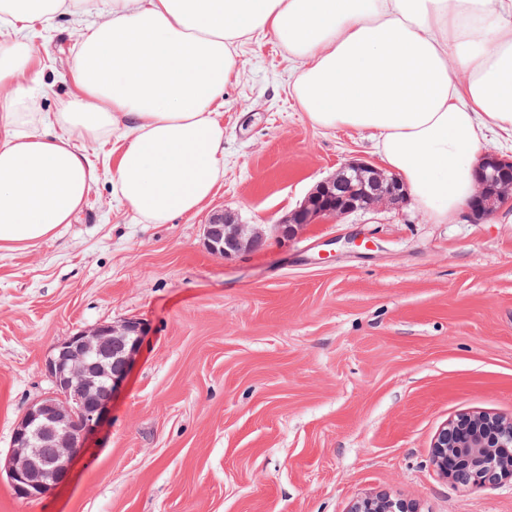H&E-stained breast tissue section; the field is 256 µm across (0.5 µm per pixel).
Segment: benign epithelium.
<instances>
[{
  "instance_id": "1",
  "label": "benign epithelium",
  "mask_w": 512,
  "mask_h": 512,
  "mask_svg": "<svg viewBox=\"0 0 512 512\" xmlns=\"http://www.w3.org/2000/svg\"><path fill=\"white\" fill-rule=\"evenodd\" d=\"M512 160L489 155L477 173L479 204L487 183ZM408 188L366 162H350L333 177L317 183L304 203L280 222L242 224L221 212L205 225L209 251L224 259L261 248L268 233L291 240L309 224L337 220L371 206H395ZM143 328L138 321L101 325L60 342L46 369L55 392L32 404L14 429L5 463L9 485L25 499H37L65 481L85 441L108 415L138 352ZM432 464L446 478L475 488L494 487L512 478V420L487 412H464L435 436ZM351 512H414L411 505L386 496L357 500Z\"/></svg>"
}]
</instances>
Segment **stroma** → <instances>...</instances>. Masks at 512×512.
Listing matches in <instances>:
<instances>
[{
  "label": "stroma",
  "instance_id": "35a3bbf8",
  "mask_svg": "<svg viewBox=\"0 0 512 512\" xmlns=\"http://www.w3.org/2000/svg\"><path fill=\"white\" fill-rule=\"evenodd\" d=\"M82 27L26 31L41 111L73 91ZM224 89V176L195 213L143 224L112 193L119 144L79 141L99 180L72 223L0 250V461L51 388L54 346L100 324L145 334L110 419L36 500L0 477V512H349L367 495L416 512H512V482L471 488L431 463L462 411L512 418V205L429 221L414 200L307 227L225 260L204 226L273 224L377 139L314 126L300 64L255 34Z\"/></svg>",
  "mask_w": 512,
  "mask_h": 512
}]
</instances>
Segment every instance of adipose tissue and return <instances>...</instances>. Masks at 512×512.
Instances as JSON below:
<instances>
[{"label":"adipose tissue","instance_id":"adipose-tissue-1","mask_svg":"<svg viewBox=\"0 0 512 512\" xmlns=\"http://www.w3.org/2000/svg\"><path fill=\"white\" fill-rule=\"evenodd\" d=\"M102 13L82 28L75 93L47 116L28 44L0 42V250L56 235L97 171L74 138L122 142L112 192L147 224L190 214L224 175L214 112L255 32L302 68L294 96L318 127L371 131L430 220L475 191L486 133H512V0H0V32Z\"/></svg>","mask_w":512,"mask_h":512}]
</instances>
